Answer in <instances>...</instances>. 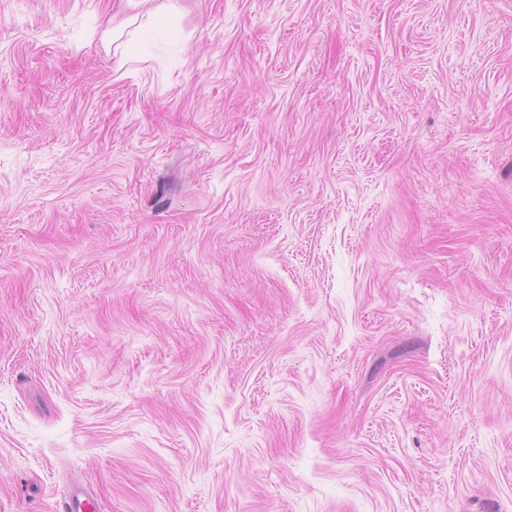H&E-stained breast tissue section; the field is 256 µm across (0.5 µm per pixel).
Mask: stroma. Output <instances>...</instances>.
Here are the masks:
<instances>
[{
  "mask_svg": "<svg viewBox=\"0 0 512 512\" xmlns=\"http://www.w3.org/2000/svg\"><path fill=\"white\" fill-rule=\"evenodd\" d=\"M0 0V512H512V0ZM168 10V7L164 4L159 5L153 9L147 10L146 13H136L126 18L122 23L117 26H113L112 29H108L103 34V42L107 47L113 46L114 53L117 55L121 51L120 61L123 62V56L131 50V40L135 37L139 30L151 27L155 24ZM138 25V26H137ZM127 33L129 28L134 27ZM129 36L128 41H122L124 36Z\"/></svg>",
  "mask_w": 512,
  "mask_h": 512,
  "instance_id": "35a3bbf8",
  "label": "stroma"
}]
</instances>
